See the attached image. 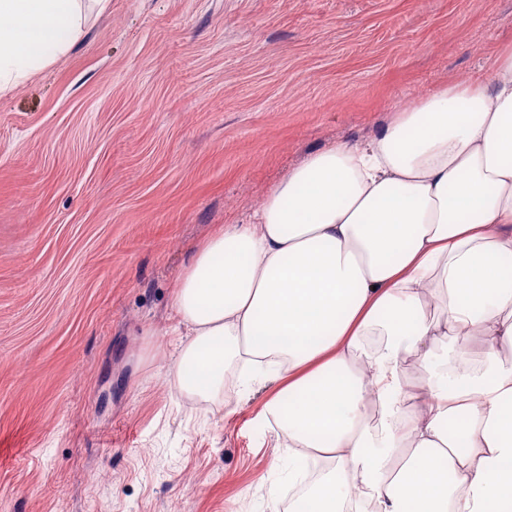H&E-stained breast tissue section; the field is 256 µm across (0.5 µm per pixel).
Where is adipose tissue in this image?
Returning a JSON list of instances; mask_svg holds the SVG:
<instances>
[{
	"mask_svg": "<svg viewBox=\"0 0 512 512\" xmlns=\"http://www.w3.org/2000/svg\"><path fill=\"white\" fill-rule=\"evenodd\" d=\"M83 0H0V91L66 53ZM512 43L486 78L311 153L200 242L172 295L189 396L269 379L308 512H512ZM438 309L432 318L430 309ZM429 374L405 387L409 358ZM461 420L459 435L446 423Z\"/></svg>",
	"mask_w": 512,
	"mask_h": 512,
	"instance_id": "ef3b65f1",
	"label": "adipose tissue"
}]
</instances>
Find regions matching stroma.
<instances>
[{
	"instance_id": "1",
	"label": "stroma",
	"mask_w": 512,
	"mask_h": 512,
	"mask_svg": "<svg viewBox=\"0 0 512 512\" xmlns=\"http://www.w3.org/2000/svg\"><path fill=\"white\" fill-rule=\"evenodd\" d=\"M0 94V512H270L273 384L164 365L192 247L394 108L485 77L512 0H111Z\"/></svg>"
}]
</instances>
